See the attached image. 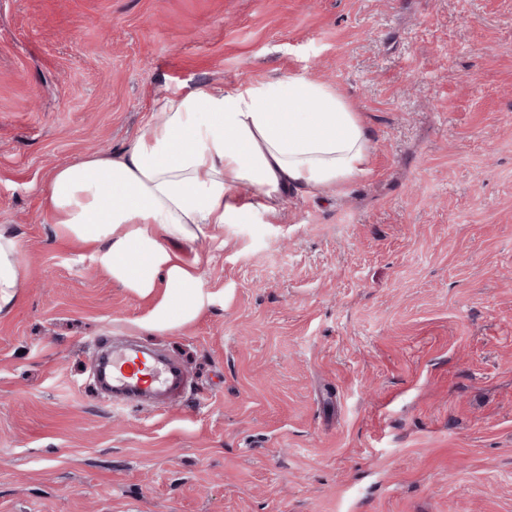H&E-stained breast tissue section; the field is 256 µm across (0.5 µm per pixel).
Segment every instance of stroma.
I'll return each instance as SVG.
<instances>
[{"label": "stroma", "mask_w": 512, "mask_h": 512, "mask_svg": "<svg viewBox=\"0 0 512 512\" xmlns=\"http://www.w3.org/2000/svg\"><path fill=\"white\" fill-rule=\"evenodd\" d=\"M304 73L371 140L338 192L251 189L172 333L42 212L166 99ZM0 512H512V0H0ZM135 341L182 404L113 408ZM23 283L19 240L15 235L0 231V312L14 305Z\"/></svg>", "instance_id": "1"}]
</instances>
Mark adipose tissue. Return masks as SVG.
Returning a JSON list of instances; mask_svg holds the SVG:
<instances>
[{
    "mask_svg": "<svg viewBox=\"0 0 512 512\" xmlns=\"http://www.w3.org/2000/svg\"><path fill=\"white\" fill-rule=\"evenodd\" d=\"M370 160L363 119L317 79L213 86L168 99L122 151L55 167L44 215L88 245L113 282L154 299L138 328L172 332L213 302L203 257L186 261L180 249L238 223V187L272 213L285 192L343 187ZM23 283L19 240L0 231V312Z\"/></svg>",
    "mask_w": 512,
    "mask_h": 512,
    "instance_id": "1",
    "label": "adipose tissue"
}]
</instances>
